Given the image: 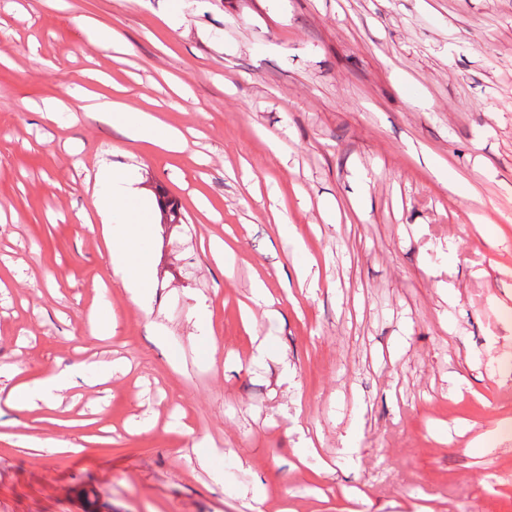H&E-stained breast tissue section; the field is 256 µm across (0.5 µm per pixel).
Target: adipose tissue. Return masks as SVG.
<instances>
[{"label":"adipose tissue","instance_id":"ef3b65f1","mask_svg":"<svg viewBox=\"0 0 512 512\" xmlns=\"http://www.w3.org/2000/svg\"><path fill=\"white\" fill-rule=\"evenodd\" d=\"M73 111L84 112L125 129L132 142L150 143L165 152L184 151L188 142L182 132L160 123L150 112L136 109L123 97H102L82 88L71 91ZM92 210L96 219L91 232L103 240L111 268L109 279L124 289L130 301L147 307L154 291L150 258L142 244L152 232V202L141 197L132 175L119 168L98 169ZM76 368H55L36 383L0 379V417L7 412L58 399L74 384Z\"/></svg>","mask_w":512,"mask_h":512}]
</instances>
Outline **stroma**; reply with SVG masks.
I'll return each mask as SVG.
<instances>
[{"instance_id": "35a3bbf8", "label": "stroma", "mask_w": 512, "mask_h": 512, "mask_svg": "<svg viewBox=\"0 0 512 512\" xmlns=\"http://www.w3.org/2000/svg\"><path fill=\"white\" fill-rule=\"evenodd\" d=\"M78 87L125 89L188 148L41 112ZM102 165L184 207L144 243L149 314L84 225ZM258 281L276 301L249 322ZM101 360L128 369L100 384ZM78 363L62 399L13 412L0 512H512V0H0V368Z\"/></svg>"}]
</instances>
